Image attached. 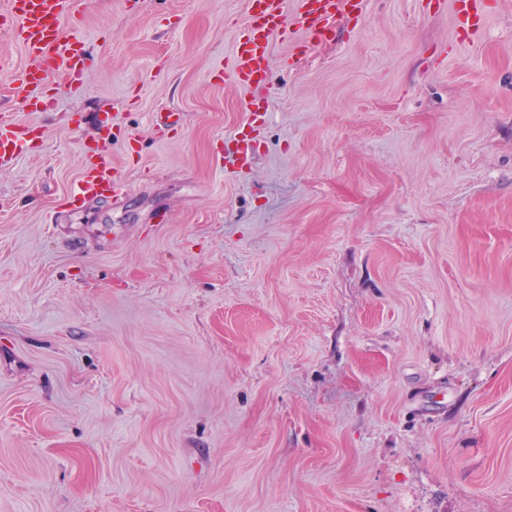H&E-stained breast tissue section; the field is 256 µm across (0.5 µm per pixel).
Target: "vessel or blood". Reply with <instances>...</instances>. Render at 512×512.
I'll use <instances>...</instances> for the list:
<instances>
[{"label":"vessel or blood","instance_id":"vessel-or-blood-1","mask_svg":"<svg viewBox=\"0 0 512 512\" xmlns=\"http://www.w3.org/2000/svg\"><path fill=\"white\" fill-rule=\"evenodd\" d=\"M284 3L285 0H249V20L233 50V77L241 86L250 88L270 81L273 61L269 45L273 39L296 42L325 37L338 13L362 8V0H294L295 15L290 18ZM84 9L85 0H6L0 9V23L9 27L12 38L22 44L31 59L27 68L12 72L33 110L44 111L52 106L49 85L55 76H62L72 85L81 84L88 66L84 46L79 37L64 35L62 23L65 18L82 14ZM32 133L31 126L0 114V165L24 151ZM251 157L245 139H225V172H246ZM78 194L84 199H122L125 185L112 166L111 153L86 158Z\"/></svg>","mask_w":512,"mask_h":512}]
</instances>
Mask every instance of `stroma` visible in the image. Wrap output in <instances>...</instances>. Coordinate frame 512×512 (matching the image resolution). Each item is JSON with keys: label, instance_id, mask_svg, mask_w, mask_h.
Masks as SVG:
<instances>
[{"label": "stroma", "instance_id": "obj_1", "mask_svg": "<svg viewBox=\"0 0 512 512\" xmlns=\"http://www.w3.org/2000/svg\"><path fill=\"white\" fill-rule=\"evenodd\" d=\"M481 2L474 37L363 0L246 91L245 0H88L82 89L34 112L0 72L37 134L0 168V512H512V0ZM106 130L118 205L77 197ZM243 134L237 133L234 137L224 139L223 159L224 171L230 174L238 175L247 171L251 164V151L245 138L237 136Z\"/></svg>", "mask_w": 512, "mask_h": 512}]
</instances>
